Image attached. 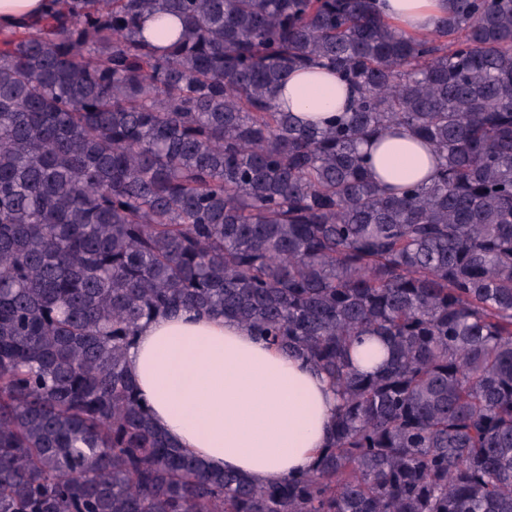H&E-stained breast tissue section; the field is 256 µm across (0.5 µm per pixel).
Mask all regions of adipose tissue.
Here are the masks:
<instances>
[{"label": "adipose tissue", "instance_id": "1", "mask_svg": "<svg viewBox=\"0 0 512 512\" xmlns=\"http://www.w3.org/2000/svg\"><path fill=\"white\" fill-rule=\"evenodd\" d=\"M452 0H382L396 29L432 34ZM355 90L322 68L290 72L277 100L304 121L347 111ZM372 179L384 186L428 184L433 148L410 133L370 141ZM126 368L154 426L201 459L259 484L308 470L329 440L336 393L304 361L293 359L230 319L194 312L144 322Z\"/></svg>", "mask_w": 512, "mask_h": 512}]
</instances>
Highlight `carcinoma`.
<instances>
[{"mask_svg":"<svg viewBox=\"0 0 512 512\" xmlns=\"http://www.w3.org/2000/svg\"><path fill=\"white\" fill-rule=\"evenodd\" d=\"M314 65L358 90L334 126L275 99ZM396 127L437 174L389 195L362 147ZM184 309L329 380L312 469L251 483L154 427L126 350ZM0 512H512V0L427 38L375 0H58L0 33ZM180 26V21L176 17L155 14L143 17L139 24L140 33L143 39L154 44H166L169 38L175 36L179 32ZM161 32L166 34V39L163 42L158 40V35Z\"/></svg>","mask_w":512,"mask_h":512,"instance_id":"cac0c4a2","label":"carcinoma"}]
</instances>
